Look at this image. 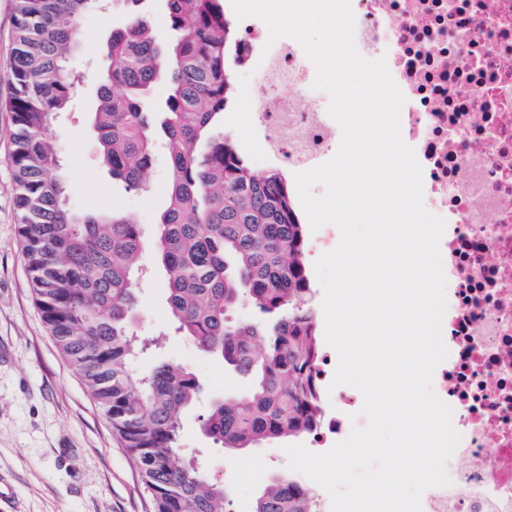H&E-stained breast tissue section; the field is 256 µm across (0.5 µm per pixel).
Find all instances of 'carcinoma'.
<instances>
[{"instance_id": "1", "label": "carcinoma", "mask_w": 512, "mask_h": 512, "mask_svg": "<svg viewBox=\"0 0 512 512\" xmlns=\"http://www.w3.org/2000/svg\"><path fill=\"white\" fill-rule=\"evenodd\" d=\"M103 0H14L9 163L18 242L35 306L61 356L112 424L154 512H229L231 493L184 457L183 414L202 392L189 368L162 362L137 374L153 340L137 335L136 282L147 250L139 225L114 211L71 206L63 157L48 131L68 111L87 17ZM170 36L131 10L106 42L92 112L103 165L144 189L160 128L168 159L166 208L151 247L163 267L178 333L247 382L216 397L203 433L225 449L316 432L321 355L305 225L280 170L257 173L215 126L231 105L233 74L249 49L223 0H166ZM165 82L158 106L146 102ZM247 303L254 319L235 321ZM313 490L276 475L251 512H314Z\"/></svg>"}]
</instances>
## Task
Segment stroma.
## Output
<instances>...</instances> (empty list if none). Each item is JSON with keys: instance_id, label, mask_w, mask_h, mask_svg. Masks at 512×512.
I'll use <instances>...</instances> for the list:
<instances>
[{"instance_id": "obj_1", "label": "stroma", "mask_w": 512, "mask_h": 512, "mask_svg": "<svg viewBox=\"0 0 512 512\" xmlns=\"http://www.w3.org/2000/svg\"><path fill=\"white\" fill-rule=\"evenodd\" d=\"M125 16L123 0H115L108 15L86 20L75 62L83 79L73 87L70 108L51 134L64 160L71 205L84 211H120L140 224L150 240L167 204L164 152H157L147 171L145 191L128 192L103 168L91 126L103 45ZM13 29L14 0H0V512H152L151 498L125 448L57 352L34 306L18 245V210L8 162L14 129L7 106L13 83ZM266 97L252 76L234 68L233 106L219 127L260 173L268 169L267 142L254 110ZM138 307L141 333L162 338L160 350L145 355L138 371L174 361L190 368L208 394L244 390L240 377L175 331L160 266L151 265L144 277ZM205 410L201 402L184 416L183 453L230 486L231 512H250L269 477L286 469L284 443L221 448L200 430L199 416Z\"/></svg>"}]
</instances>
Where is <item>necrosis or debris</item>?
<instances>
[{"instance_id":"obj_1","label":"necrosis or debris","mask_w":512,"mask_h":512,"mask_svg":"<svg viewBox=\"0 0 512 512\" xmlns=\"http://www.w3.org/2000/svg\"><path fill=\"white\" fill-rule=\"evenodd\" d=\"M349 3L358 52L385 59L406 98L401 135L422 167L426 208L446 222L448 357L433 390L461 441L450 485L425 491L422 512H512V0ZM264 70L269 89L289 91L287 110L258 115L274 163L297 173L331 159L342 133L303 46L272 45ZM335 368L322 349L318 448L367 424L358 390L329 391Z\"/></svg>"}]
</instances>
